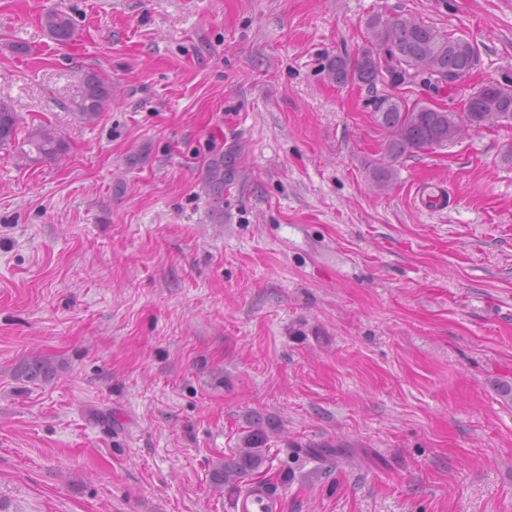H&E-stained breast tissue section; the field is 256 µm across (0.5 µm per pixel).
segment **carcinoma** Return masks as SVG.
<instances>
[{
	"instance_id": "cac0c4a2",
	"label": "carcinoma",
	"mask_w": 512,
	"mask_h": 512,
	"mask_svg": "<svg viewBox=\"0 0 512 512\" xmlns=\"http://www.w3.org/2000/svg\"><path fill=\"white\" fill-rule=\"evenodd\" d=\"M47 33L65 45L75 37V22L63 10L52 9L40 17ZM368 46L355 59L336 55L327 59L325 71L338 85L381 82L392 89L377 98L375 121L387 133L384 147L387 161L372 165V185L382 191L395 180L393 162L416 151L444 148L454 143L464 128L486 126L487 104L503 111L504 125L512 127V85H482L466 99L463 111L453 112L441 105L410 99L403 91L423 85L440 92L451 89L473 68L475 49L471 42L455 38L414 19L372 16L367 22ZM114 100L112 81L101 70L89 69L72 107L86 123L96 122L105 106ZM0 150L14 154L27 165L56 160L66 151L63 140L44 121L21 125L11 100L0 98ZM239 146L210 155L203 166L202 189L213 211H224V185L234 180ZM56 365L50 358H35L24 368L30 382L50 378ZM267 431L257 426L243 437L233 457L218 460L212 470L214 488L240 491L245 479L260 473L268 460Z\"/></svg>"
}]
</instances>
